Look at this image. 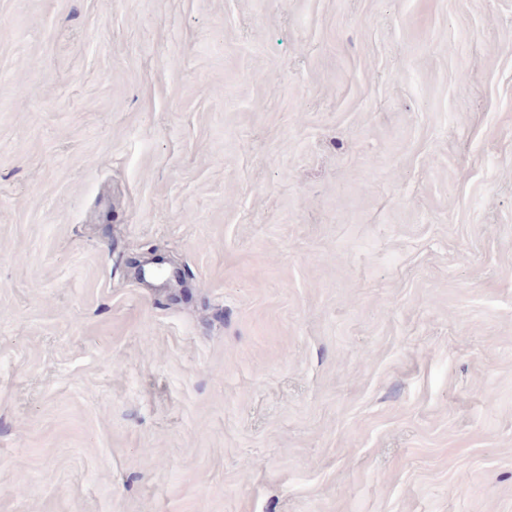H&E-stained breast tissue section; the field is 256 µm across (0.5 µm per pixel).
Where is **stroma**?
<instances>
[{
	"instance_id": "1",
	"label": "stroma",
	"mask_w": 512,
	"mask_h": 512,
	"mask_svg": "<svg viewBox=\"0 0 512 512\" xmlns=\"http://www.w3.org/2000/svg\"><path fill=\"white\" fill-rule=\"evenodd\" d=\"M0 512H512V0H0Z\"/></svg>"
}]
</instances>
